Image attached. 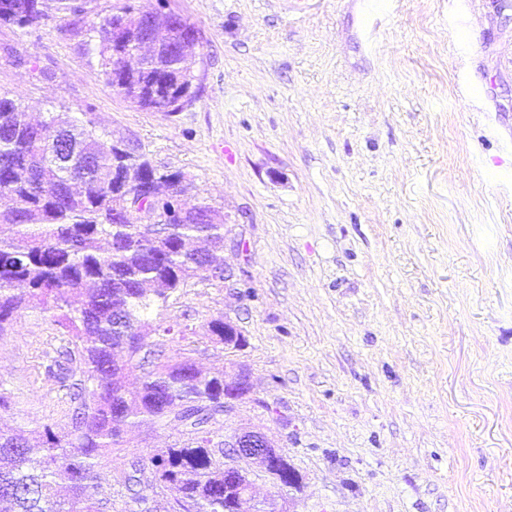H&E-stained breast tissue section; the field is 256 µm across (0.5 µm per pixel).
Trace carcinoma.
I'll list each match as a JSON object with an SVG mask.
<instances>
[{
	"label": "carcinoma",
	"mask_w": 512,
	"mask_h": 512,
	"mask_svg": "<svg viewBox=\"0 0 512 512\" xmlns=\"http://www.w3.org/2000/svg\"><path fill=\"white\" fill-rule=\"evenodd\" d=\"M43 3L0 0V21L36 27L47 18ZM117 9L129 15L123 28H112L110 14L91 24L107 82L147 110L176 101L191 85L186 69L166 50L137 52L138 8L123 0ZM152 10L170 19L174 37L192 27L166 0ZM20 107L0 94V336L24 311L49 315L64 344L45 370L72 390L73 407L67 430L46 425L27 437L0 426V503L9 512H107L95 460L123 445L128 426L172 421L187 439L132 462L127 483L149 466L156 486L181 494L169 512H225L247 484L224 498V449L211 431L224 415V374L166 355L165 343L185 338L188 325L150 321L190 281L219 269L224 221L203 220L209 206L199 203L182 224H138L132 214L113 223L127 181L150 178L151 164L64 113L32 123ZM134 370L136 389L115 380Z\"/></svg>",
	"instance_id": "1"
}]
</instances>
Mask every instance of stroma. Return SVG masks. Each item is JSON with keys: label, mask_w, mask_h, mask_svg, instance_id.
I'll return each mask as SVG.
<instances>
[{"label": "stroma", "mask_w": 512, "mask_h": 512, "mask_svg": "<svg viewBox=\"0 0 512 512\" xmlns=\"http://www.w3.org/2000/svg\"><path fill=\"white\" fill-rule=\"evenodd\" d=\"M168 0L200 32L197 95L149 112L112 90L84 22L49 11L0 24V93L36 120L67 113L180 172L185 200L226 224L220 258L249 292L194 280L161 319L190 325L167 352L245 370L250 394L212 426L273 441L302 476L275 485L233 457L256 499L287 512H512V0ZM225 316L245 344H214ZM50 317L0 336V423L67 425L42 358ZM183 438L128 430L97 461L112 512L152 494L132 461ZM365 21L361 26L360 33L365 44H371L378 35L383 19V12L374 8L370 1H367L364 8Z\"/></svg>", "instance_id": "obj_1"}]
</instances>
